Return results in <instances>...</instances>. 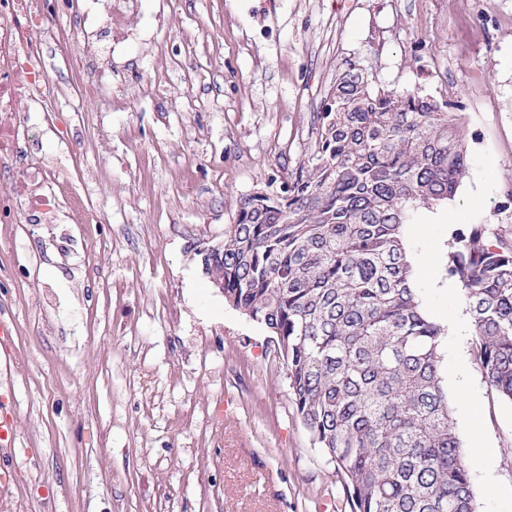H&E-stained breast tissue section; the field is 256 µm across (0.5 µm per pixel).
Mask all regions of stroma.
<instances>
[{"instance_id": "obj_1", "label": "stroma", "mask_w": 512, "mask_h": 512, "mask_svg": "<svg viewBox=\"0 0 512 512\" xmlns=\"http://www.w3.org/2000/svg\"><path fill=\"white\" fill-rule=\"evenodd\" d=\"M112 55V89L81 93L74 171L106 161L87 208L114 243L98 273L84 231L61 256L50 224L0 251L38 256L26 285L0 265V424L17 471L0 512H344L342 484L291 400L264 324L227 304L202 263L243 197L302 163L338 75L451 105L469 169L453 200L409 212L415 286L446 331L443 369L478 512H512V402L472 354L461 288L445 292L456 230L512 231V0H141ZM55 308L41 332L35 292ZM27 361V376L15 366ZM220 415L222 428L212 425Z\"/></svg>"}]
</instances>
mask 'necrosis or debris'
Here are the masks:
<instances>
[{
	"label": "necrosis or debris",
	"mask_w": 512,
	"mask_h": 512,
	"mask_svg": "<svg viewBox=\"0 0 512 512\" xmlns=\"http://www.w3.org/2000/svg\"><path fill=\"white\" fill-rule=\"evenodd\" d=\"M115 0H0V232L18 224H59L84 206L58 154L33 150L29 117L66 111L69 89L112 84V46L129 33ZM71 61L61 85L47 59Z\"/></svg>",
	"instance_id": "4bbe7bcc"
}]
</instances>
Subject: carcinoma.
I'll return each mask as SVG.
<instances>
[{"instance_id":"carcinoma-1","label":"carcinoma","mask_w":512,"mask_h":512,"mask_svg":"<svg viewBox=\"0 0 512 512\" xmlns=\"http://www.w3.org/2000/svg\"><path fill=\"white\" fill-rule=\"evenodd\" d=\"M312 133L280 192L240 200L207 274L277 341L348 512H476L442 384L444 329L422 309L403 233L410 210L453 199L468 172L458 115L409 91L375 92L351 66ZM486 232L455 235L448 274L482 374L512 402V237L491 244Z\"/></svg>"}]
</instances>
